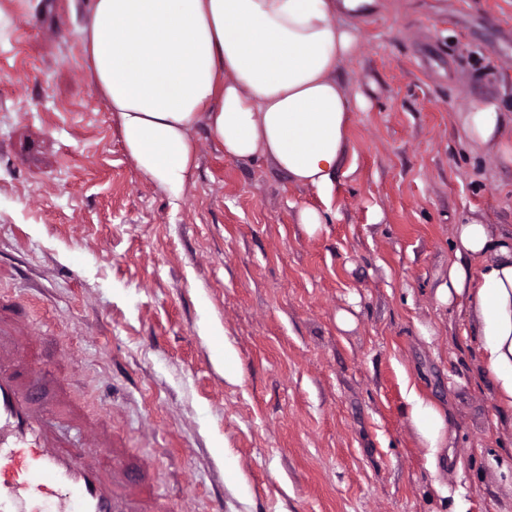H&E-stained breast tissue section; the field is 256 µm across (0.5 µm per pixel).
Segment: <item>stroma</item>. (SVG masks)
<instances>
[{"instance_id": "1", "label": "stroma", "mask_w": 512, "mask_h": 512, "mask_svg": "<svg viewBox=\"0 0 512 512\" xmlns=\"http://www.w3.org/2000/svg\"><path fill=\"white\" fill-rule=\"evenodd\" d=\"M88 22L86 0H0V297L44 342L34 399L65 386L173 512H512L507 413L467 310L435 299L455 225L512 227V164L457 120L487 97L512 114V0H377L339 66L369 108L312 236L297 211L316 192L226 158L206 120L180 198L141 175L94 88ZM411 384L451 411L436 474Z\"/></svg>"}]
</instances>
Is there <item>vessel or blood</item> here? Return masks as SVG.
Listing matches in <instances>:
<instances>
[{
    "label": "vessel or blood",
    "instance_id": "obj_1",
    "mask_svg": "<svg viewBox=\"0 0 512 512\" xmlns=\"http://www.w3.org/2000/svg\"><path fill=\"white\" fill-rule=\"evenodd\" d=\"M36 336L22 313L0 315V512H165L159 495L134 492L110 433L87 426L102 457L85 454L55 430L53 409L37 407L22 364Z\"/></svg>",
    "mask_w": 512,
    "mask_h": 512
}]
</instances>
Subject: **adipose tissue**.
Here are the masks:
<instances>
[{
    "label": "adipose tissue",
    "instance_id": "1",
    "mask_svg": "<svg viewBox=\"0 0 512 512\" xmlns=\"http://www.w3.org/2000/svg\"><path fill=\"white\" fill-rule=\"evenodd\" d=\"M374 0H89L80 38L95 88L136 168L180 197L206 119L225 157H266L290 182L330 199L350 114L366 98L338 76ZM466 140L512 160V118L494 98L458 115ZM441 305L467 303L476 365L512 411V231L458 224ZM409 419L432 467L452 462L450 412L410 391Z\"/></svg>",
    "mask_w": 512,
    "mask_h": 512
}]
</instances>
